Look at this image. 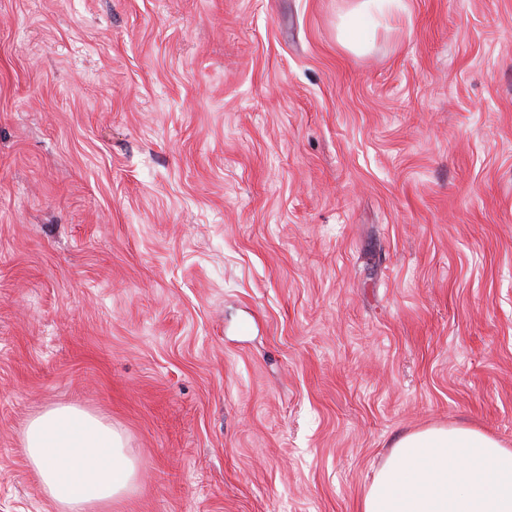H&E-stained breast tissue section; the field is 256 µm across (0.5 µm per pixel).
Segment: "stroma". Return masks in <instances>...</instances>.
Returning a JSON list of instances; mask_svg holds the SVG:
<instances>
[{
    "instance_id": "35a3bbf8",
    "label": "stroma",
    "mask_w": 512,
    "mask_h": 512,
    "mask_svg": "<svg viewBox=\"0 0 512 512\" xmlns=\"http://www.w3.org/2000/svg\"><path fill=\"white\" fill-rule=\"evenodd\" d=\"M0 0V512L74 404L114 512H358L401 435L512 448V0ZM405 9L403 0H356L341 17L338 30L340 42L355 51L369 44L373 30L385 24L391 15Z\"/></svg>"
}]
</instances>
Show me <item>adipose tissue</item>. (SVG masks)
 <instances>
[{
    "mask_svg": "<svg viewBox=\"0 0 512 512\" xmlns=\"http://www.w3.org/2000/svg\"><path fill=\"white\" fill-rule=\"evenodd\" d=\"M404 8V0H354L338 26L341 43L364 50ZM22 445L58 512H111L138 480L121 431L73 405L31 417ZM359 512H512V448L466 425L406 433L364 489Z\"/></svg>",
    "mask_w": 512,
    "mask_h": 512,
    "instance_id": "1",
    "label": "adipose tissue"
}]
</instances>
